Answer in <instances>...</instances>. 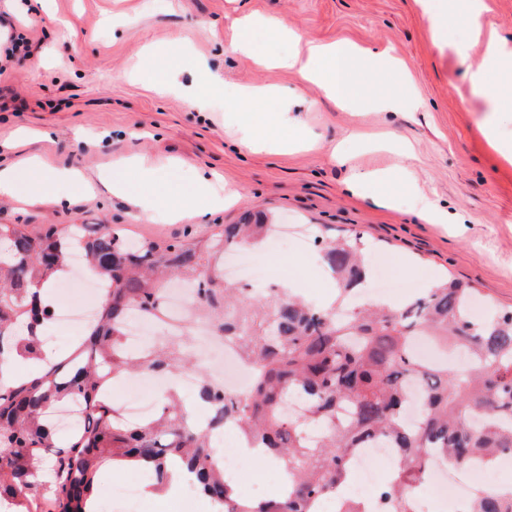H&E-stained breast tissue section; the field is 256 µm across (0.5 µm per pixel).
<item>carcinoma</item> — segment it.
<instances>
[{
    "mask_svg": "<svg viewBox=\"0 0 512 512\" xmlns=\"http://www.w3.org/2000/svg\"><path fill=\"white\" fill-rule=\"evenodd\" d=\"M272 224L248 214L206 239L160 243L130 241L109 224L68 228L49 225L33 236L19 224H0V499L13 512H94L100 468L114 464L152 470L157 483L180 461L200 493L222 512H316L317 502L336 496L344 474L354 471L361 449L375 441L394 448L399 466L380 487L389 512H413L412 495L426 480L432 460L450 470L484 466L512 456V311L475 317V289L448 279L402 306L373 302L347 307L352 286L366 277L358 239L315 238L339 295L325 308L282 288L252 299L224 282V255L264 241ZM84 239V260L107 285L98 317L71 352L47 359L41 333L52 303L35 287L56 283L66 271L69 236ZM211 287L201 313L215 320L224 340L255 368L248 391L226 392L201 378L198 400L212 427L234 426L252 445L266 449L288 471V494L252 508L224 481L215 466L211 435L199 430L181 402L168 396L154 418L127 421L110 396L114 380L134 371L173 376L198 371L177 340L140 355L124 343L133 316L163 314L167 281ZM427 336L467 363L452 374L448 365L424 361L414 343ZM36 371L14 375L19 361ZM425 389L414 422L405 419L407 388ZM307 401L297 415L288 401ZM78 401L80 429L59 438L49 417ZM469 512H512V489L478 487Z\"/></svg>",
    "mask_w": 512,
    "mask_h": 512,
    "instance_id": "cac0c4a2",
    "label": "carcinoma"
}]
</instances>
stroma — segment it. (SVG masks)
Wrapping results in <instances>:
<instances>
[{"label": "stroma", "instance_id": "stroma-1", "mask_svg": "<svg viewBox=\"0 0 512 512\" xmlns=\"http://www.w3.org/2000/svg\"><path fill=\"white\" fill-rule=\"evenodd\" d=\"M247 14L309 41L390 49L402 71H361L355 81L365 90L411 87L414 104L345 112L295 72L253 65L232 47V21ZM7 33L30 39L42 63L30 66L23 51L0 58V168L38 155L80 170L91 188L62 183V202L30 203L29 184L21 182L18 198H0V224L26 225L33 235L50 224H109L134 239L172 241L209 236L244 211H261L316 234L330 225L358 236L391 304L448 276L476 288L475 316L489 302L512 309V164L487 141L488 102L473 95L465 65L435 47L421 0H0V34ZM157 48L167 53L158 67L177 71L179 89L144 76ZM207 70L223 76L225 94L276 89L270 108L302 128L304 145L254 152L226 131L223 97L205 111L190 108L180 88ZM310 100L318 103L312 112ZM341 141L348 159L339 164L329 151ZM401 143L410 162L399 155ZM131 156L157 168L154 186L141 194L163 190L175 203L178 189L203 175L230 184L237 200L202 217L141 222L101 180L106 173L125 178L118 161ZM373 169L397 173L394 208L347 194L355 173ZM422 197L447 210L452 223H423L415 214ZM254 266L240 283L256 298L286 282L315 302L336 290L314 246L261 251Z\"/></svg>", "mask_w": 512, "mask_h": 512}]
</instances>
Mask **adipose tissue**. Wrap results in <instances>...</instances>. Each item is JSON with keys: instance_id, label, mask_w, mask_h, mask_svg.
I'll return each mask as SVG.
<instances>
[{"instance_id": "adipose-tissue-1", "label": "adipose tissue", "mask_w": 512, "mask_h": 512, "mask_svg": "<svg viewBox=\"0 0 512 512\" xmlns=\"http://www.w3.org/2000/svg\"><path fill=\"white\" fill-rule=\"evenodd\" d=\"M235 25L238 37L234 49L242 57L258 64L294 70L304 80L321 88L337 106L351 112L358 109V92L353 79L357 71L389 73L396 69V59L385 50L372 51L346 42L305 43L288 26L257 17L236 20ZM258 29L273 40L293 43L294 51L278 55L260 48L254 37ZM491 71L512 76V45L493 36L486 39L482 60L470 72L475 95L484 94L486 77ZM229 103L237 108L231 122L234 135L250 148L258 150L274 141L284 147L288 144L287 138H278V131L287 129L289 136L297 133L287 113L270 111L265 92L241 91L230 98ZM23 178L28 179L32 195L40 197L48 193L55 181L63 179L76 183L80 175L74 170L52 169L33 156L22 166L0 169V197H15L18 183Z\"/></svg>"}]
</instances>
